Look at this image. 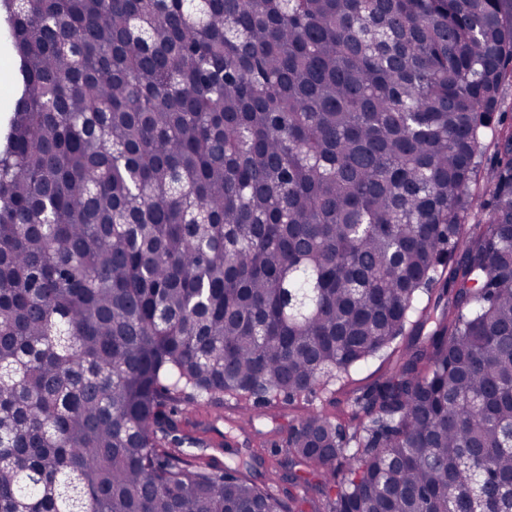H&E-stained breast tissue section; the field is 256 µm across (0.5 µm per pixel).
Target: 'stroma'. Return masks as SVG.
I'll return each mask as SVG.
<instances>
[{
	"label": "stroma",
	"mask_w": 512,
	"mask_h": 512,
	"mask_svg": "<svg viewBox=\"0 0 512 512\" xmlns=\"http://www.w3.org/2000/svg\"><path fill=\"white\" fill-rule=\"evenodd\" d=\"M391 368L386 357H377L367 364L353 369L350 375L333 383L329 390L318 393L309 402L303 404H281L272 408H249L242 410L235 402H213L200 405L189 401L183 403L182 413L177 419L180 429L195 432L203 437L220 432L229 438L230 449L198 447L200 456L210 460L216 466L235 463L233 448L242 443H250L258 461L249 471L250 477L257 483L269 486L276 494L287 492L288 482L270 475L265 459L268 455V441L274 440L286 444L288 427L297 418L310 411H321L335 415L346 398L354 391L369 384Z\"/></svg>",
	"instance_id": "35a3bbf8"
}]
</instances>
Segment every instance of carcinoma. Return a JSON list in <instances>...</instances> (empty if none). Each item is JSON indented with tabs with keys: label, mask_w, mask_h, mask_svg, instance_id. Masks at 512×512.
I'll list each match as a JSON object with an SVG mask.
<instances>
[{
	"label": "carcinoma",
	"mask_w": 512,
	"mask_h": 512,
	"mask_svg": "<svg viewBox=\"0 0 512 512\" xmlns=\"http://www.w3.org/2000/svg\"><path fill=\"white\" fill-rule=\"evenodd\" d=\"M0 512H305L185 451L303 400L326 512L512 493V0H0ZM497 165L477 187L483 135ZM391 368L386 356L376 357L367 364L353 369L350 375L333 383L330 389L318 393L304 404H280L272 408H254L248 406V411L234 401L213 402L209 405H199L196 401L184 402L182 414L177 418L180 429L195 431L197 437H203L219 431L225 440H230L231 448H241L242 443L249 441L252 453L265 459L251 462L253 468L246 473L259 484H266L275 494L288 492V481H282L278 474L271 476L269 444L275 440L281 448H285L288 440V427L297 418L308 411H322L330 416L342 407L346 398L354 391L369 384L378 376ZM246 413L247 415H245ZM249 415L251 418L249 419ZM261 433V434H258ZM231 437V439H229Z\"/></svg>",
	"instance_id": "1"
}]
</instances>
